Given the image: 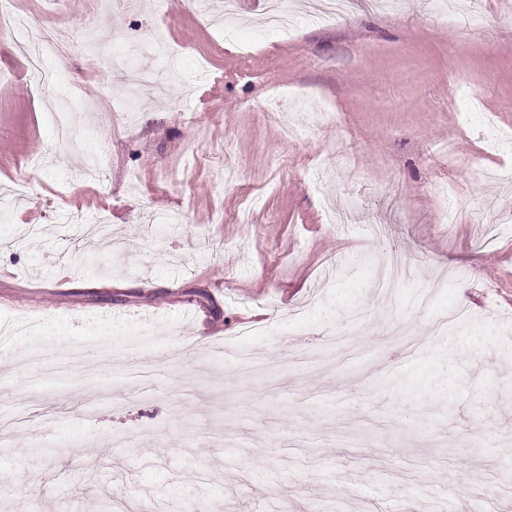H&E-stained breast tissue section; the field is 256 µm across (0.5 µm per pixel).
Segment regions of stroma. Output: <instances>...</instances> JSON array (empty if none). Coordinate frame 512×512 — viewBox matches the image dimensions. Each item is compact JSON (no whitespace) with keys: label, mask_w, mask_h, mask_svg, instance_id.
<instances>
[{"label":"stroma","mask_w":512,"mask_h":512,"mask_svg":"<svg viewBox=\"0 0 512 512\" xmlns=\"http://www.w3.org/2000/svg\"><path fill=\"white\" fill-rule=\"evenodd\" d=\"M91 2L16 0L56 85L0 29V512H464L512 482V0H288L289 37L264 0L229 33L222 0ZM345 0H309L307 8L314 21H328L339 15Z\"/></svg>","instance_id":"stroma-1"}]
</instances>
